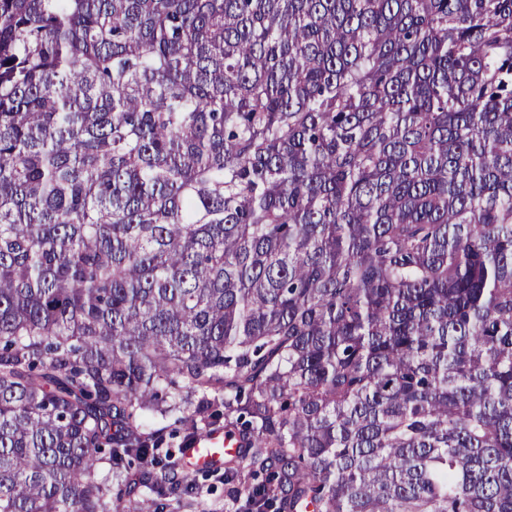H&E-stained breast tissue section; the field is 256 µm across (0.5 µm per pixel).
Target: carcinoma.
I'll list each match as a JSON object with an SVG mask.
<instances>
[{
    "label": "carcinoma",
    "instance_id": "cac0c4a2",
    "mask_svg": "<svg viewBox=\"0 0 512 512\" xmlns=\"http://www.w3.org/2000/svg\"><path fill=\"white\" fill-rule=\"evenodd\" d=\"M512 512V0H0V512ZM224 420L221 421L219 431H214L199 438L191 448L185 451L184 459L188 469L200 471H186L195 479L198 494L187 497L185 503L193 500L192 507H181L180 512H236L244 504V500L237 498L235 489L224 486L221 471H214L224 464V457H234L237 454L239 443L233 436L224 434ZM210 472L203 473L205 471Z\"/></svg>",
    "mask_w": 512,
    "mask_h": 512
}]
</instances>
